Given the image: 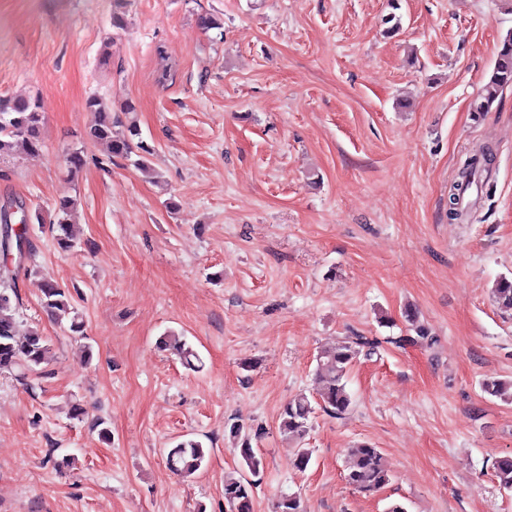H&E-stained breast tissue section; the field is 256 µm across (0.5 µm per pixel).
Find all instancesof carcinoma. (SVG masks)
<instances>
[{
	"instance_id": "1",
	"label": "carcinoma",
	"mask_w": 512,
	"mask_h": 512,
	"mask_svg": "<svg viewBox=\"0 0 512 512\" xmlns=\"http://www.w3.org/2000/svg\"><path fill=\"white\" fill-rule=\"evenodd\" d=\"M512 87V32L500 42L495 66L480 93L472 101L470 112L477 123L491 111L494 102L504 89ZM86 108L95 114L94 124L90 127L93 141L106 146L109 160H128L134 149L142 151L134 167L146 172L151 147L140 141V129L133 121H123L126 116L136 111L131 99L119 104L92 96L86 101ZM44 115L37 97L30 95H14L0 98V159L15 154H35L43 145ZM492 161L491 155L481 158H470L461 169L460 180L453 187L449 196L448 216L459 219L463 216L460 209L461 201L468 191H483V183L479 180L480 171L487 168ZM77 210V199L64 195L56 203L51 232L58 249L63 252L75 250L79 245L73 224ZM22 271L19 263L11 258V251L4 241H0V373L15 369L36 371L47 363L50 344L46 336L39 330H30L20 334L17 328L16 314L19 297L16 280ZM41 302L43 308L52 316L68 313V292L58 282L44 279L40 283ZM494 297L499 306L512 311V281L504 278L496 288ZM371 345V342L358 338L354 341H341L336 347L320 354L317 359V376L320 384L318 399L310 401L300 394L290 399L280 414V431L288 438L303 441L307 434L308 421L315 408H320L329 415L342 416L352 405L347 391L349 369L359 353V347ZM159 346L171 351L184 364L194 366L198 359L192 346L180 336L168 334L159 340ZM484 391L492 396L505 397L512 400V382L492 380L484 385ZM231 433L240 438L237 452L244 469L258 475L263 469V459L258 456L252 441L261 437L264 430H244L235 425ZM209 451L202 442L189 439L178 443L168 450L167 463L177 475L191 476L200 470L208 461ZM494 476L501 488L512 491V456L497 457L492 462ZM348 485L360 492H377L391 481L390 470L380 449L368 444H360L348 452L344 473ZM254 483L245 477L228 478L224 481V500L231 512H252Z\"/></svg>"
}]
</instances>
